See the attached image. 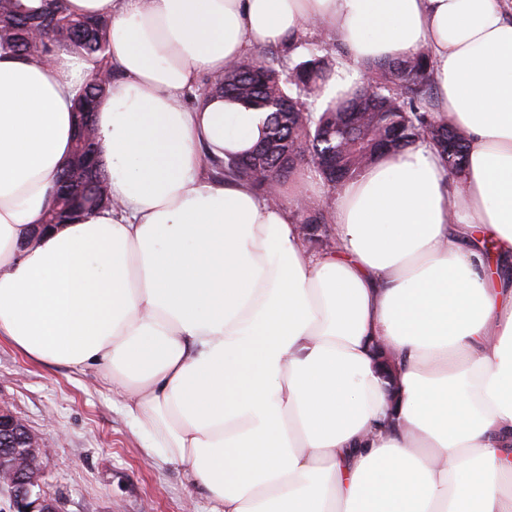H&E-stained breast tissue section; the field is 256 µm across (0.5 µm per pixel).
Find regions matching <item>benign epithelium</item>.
Masks as SVG:
<instances>
[{"mask_svg":"<svg viewBox=\"0 0 512 512\" xmlns=\"http://www.w3.org/2000/svg\"><path fill=\"white\" fill-rule=\"evenodd\" d=\"M48 449L26 424L0 406V493L9 495L12 512H59L36 492L42 479V458Z\"/></svg>","mask_w":512,"mask_h":512,"instance_id":"benign-epithelium-1","label":"benign epithelium"}]
</instances>
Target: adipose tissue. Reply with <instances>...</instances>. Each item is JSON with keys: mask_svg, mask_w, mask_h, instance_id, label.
Masks as SVG:
<instances>
[{"mask_svg": "<svg viewBox=\"0 0 512 512\" xmlns=\"http://www.w3.org/2000/svg\"><path fill=\"white\" fill-rule=\"evenodd\" d=\"M107 17L119 80L98 108L113 205L31 240L92 62L0 52V339L99 368L149 455L210 512H512V0H68ZM328 25L359 61L429 49L438 108L466 138L449 176L429 145L344 183L336 242L308 250L276 205L203 179L265 115L204 75Z\"/></svg>", "mask_w": 512, "mask_h": 512, "instance_id": "adipose-tissue-1", "label": "adipose tissue"}]
</instances>
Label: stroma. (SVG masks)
Wrapping results in <instances>:
<instances>
[{
    "label": "stroma",
    "instance_id": "stroma-1",
    "mask_svg": "<svg viewBox=\"0 0 512 512\" xmlns=\"http://www.w3.org/2000/svg\"><path fill=\"white\" fill-rule=\"evenodd\" d=\"M343 60L332 34L314 29L295 50L260 47L253 55L287 72L310 55ZM315 206L330 212L335 190L310 162L287 177ZM0 404L19 416L48 447L42 496L59 512H207L202 487L190 485L181 467L149 458L125 414L123 399L93 370L45 364L0 341Z\"/></svg>",
    "mask_w": 512,
    "mask_h": 512
}]
</instances>
